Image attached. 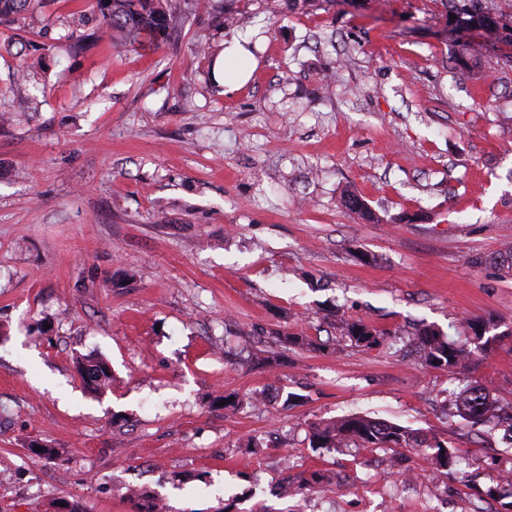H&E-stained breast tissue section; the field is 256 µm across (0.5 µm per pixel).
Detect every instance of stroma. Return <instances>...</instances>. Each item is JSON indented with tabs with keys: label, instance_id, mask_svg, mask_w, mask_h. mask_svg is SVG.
<instances>
[{
	"label": "stroma",
	"instance_id": "35a3bbf8",
	"mask_svg": "<svg viewBox=\"0 0 512 512\" xmlns=\"http://www.w3.org/2000/svg\"><path fill=\"white\" fill-rule=\"evenodd\" d=\"M85 2L0 24V512H134L132 487L167 512H512L486 495L512 438L452 401L469 379L512 407V0L486 30L448 0H185L141 53ZM235 39L252 77L231 91L213 66ZM466 319L500 331L469 374L408 353L416 325ZM285 330L308 345L255 366ZM352 413L448 441L455 470L310 446ZM341 335L344 336L351 345L357 347L370 348L380 343L384 334L376 329L370 328L361 322H342L340 325ZM358 334V337H355Z\"/></svg>",
	"mask_w": 512,
	"mask_h": 512
}]
</instances>
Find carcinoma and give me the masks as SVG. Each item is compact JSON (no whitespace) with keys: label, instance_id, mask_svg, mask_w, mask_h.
<instances>
[{"label":"carcinoma","instance_id":"obj_1","mask_svg":"<svg viewBox=\"0 0 512 512\" xmlns=\"http://www.w3.org/2000/svg\"><path fill=\"white\" fill-rule=\"evenodd\" d=\"M44 3V0H0V20L27 14ZM184 0H95L101 16V29L115 35L120 43L132 48H157L169 36L170 24L181 12ZM457 23L466 28H479L494 21L493 0H470L458 6L457 0H448ZM476 336L486 340L474 344L448 340L440 330L425 327L418 333L417 346L425 366L460 373L490 346L496 336H487L495 325L491 322L468 324ZM341 335L352 345L370 348L380 343L383 333L360 322H343ZM457 413L472 423L478 424L495 417L512 424V410L506 411L488 389L478 384H467L456 394ZM357 448L380 449L392 452V458L401 460V448L424 446L432 450V458L438 470L451 471L456 463L454 450L448 442L434 438H419L413 430L399 424L377 420L359 414H350L338 420L316 425L312 428L310 445L313 448H337L340 445ZM130 500L136 512H156L157 499L141 491H133Z\"/></svg>","mask_w":512,"mask_h":512}]
</instances>
